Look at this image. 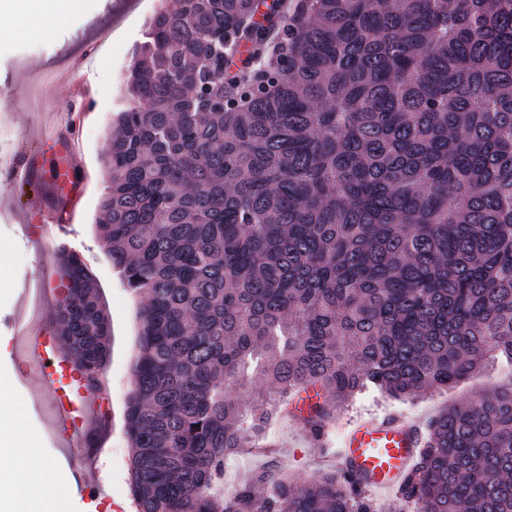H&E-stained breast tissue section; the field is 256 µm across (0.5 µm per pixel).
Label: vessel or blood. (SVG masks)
<instances>
[{
    "label": "vessel or blood",
    "mask_w": 512,
    "mask_h": 512,
    "mask_svg": "<svg viewBox=\"0 0 512 512\" xmlns=\"http://www.w3.org/2000/svg\"><path fill=\"white\" fill-rule=\"evenodd\" d=\"M70 211L66 204L46 211L41 221L50 230L43 248L60 252L68 245ZM14 356L41 376L40 396L53 410L56 446L81 469L80 495L90 512H103L105 501L97 457L108 442L100 429L102 387L92 386L48 330L22 325L13 339ZM423 440L419 430L390 417L353 422L337 457L360 474L367 487L396 488L417 459ZM94 455H84L86 447Z\"/></svg>",
    "instance_id": "vessel-or-blood-1"
}]
</instances>
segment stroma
Wrapping results in <instances>:
<instances>
[{"label":"stroma","instance_id":"obj_1","mask_svg":"<svg viewBox=\"0 0 512 512\" xmlns=\"http://www.w3.org/2000/svg\"><path fill=\"white\" fill-rule=\"evenodd\" d=\"M176 8L177 0H94L92 8L62 24L54 38L0 41V368L10 367L15 380L9 395L33 430L43 455L56 461L55 440L44 410L33 398L40 379L18 365L11 341L25 315V283L43 287L57 266L54 255L36 247L39 217L69 197L76 252L100 287L111 324L110 356L103 375L112 382L108 450L98 461L103 489L112 512H133L129 489L131 450L124 427L126 399L133 387L139 300L124 287L118 271L99 243L94 222L107 185L104 164L112 113L121 98V75L147 20L158 6ZM79 149L78 184L61 171L69 144ZM32 174L26 182L7 184L6 175L19 164ZM495 367L464 380L456 389L412 401H396L375 391L358 395L328 425L325 445H317L300 423L283 419L271 428L265 453L247 451L224 467L225 488H236L253 472H284L295 479L315 477L322 458L341 446L343 428L356 418L397 415L422 427L439 411L464 396L505 382Z\"/></svg>","mask_w":512,"mask_h":512}]
</instances>
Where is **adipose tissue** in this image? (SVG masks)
I'll use <instances>...</instances> for the list:
<instances>
[{
	"label": "adipose tissue",
	"instance_id": "obj_1",
	"mask_svg": "<svg viewBox=\"0 0 512 512\" xmlns=\"http://www.w3.org/2000/svg\"><path fill=\"white\" fill-rule=\"evenodd\" d=\"M85 0H0V36L48 37L82 11ZM65 481L43 458L22 416L0 410V512H60Z\"/></svg>",
	"mask_w": 512,
	"mask_h": 512
}]
</instances>
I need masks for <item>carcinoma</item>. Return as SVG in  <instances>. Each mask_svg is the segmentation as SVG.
<instances>
[{"label": "carcinoma", "instance_id": "obj_1", "mask_svg": "<svg viewBox=\"0 0 512 512\" xmlns=\"http://www.w3.org/2000/svg\"><path fill=\"white\" fill-rule=\"evenodd\" d=\"M255 0H179L126 70L96 232L142 301L125 408L136 512H377L334 467L224 496L310 386L415 399L512 361V0H307L236 88ZM56 332L93 382L111 325L64 250ZM413 512H512V385L435 415ZM259 57L256 52L242 59L231 54L224 62V83L232 85L235 79L249 72L256 65Z\"/></svg>", "mask_w": 512, "mask_h": 512}]
</instances>
